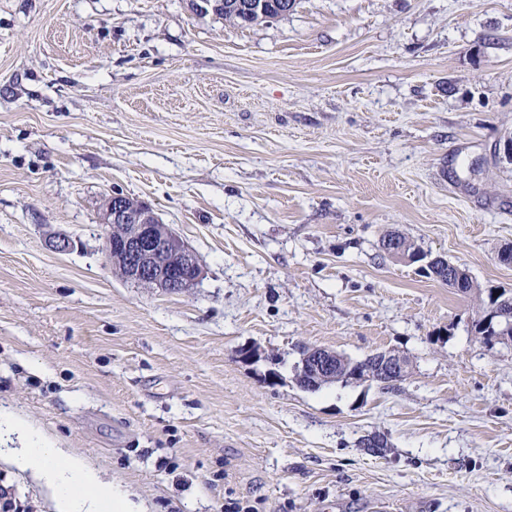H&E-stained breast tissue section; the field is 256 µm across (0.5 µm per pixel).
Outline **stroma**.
Listing matches in <instances>:
<instances>
[{
    "label": "stroma",
    "mask_w": 512,
    "mask_h": 512,
    "mask_svg": "<svg viewBox=\"0 0 512 512\" xmlns=\"http://www.w3.org/2000/svg\"><path fill=\"white\" fill-rule=\"evenodd\" d=\"M510 139L512 0H297L246 27L0 0V414L140 512H512V343L379 248L396 231L512 289ZM116 192L195 252L193 288L109 266ZM304 346L411 366L308 391ZM2 486L55 512L4 459ZM376 362V367L383 379L393 382L400 380L408 372V362L400 354L393 352H380L370 356Z\"/></svg>",
    "instance_id": "obj_1"
}]
</instances>
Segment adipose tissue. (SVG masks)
<instances>
[{
    "mask_svg": "<svg viewBox=\"0 0 512 512\" xmlns=\"http://www.w3.org/2000/svg\"><path fill=\"white\" fill-rule=\"evenodd\" d=\"M4 424L26 441L25 447L8 449L9 461L20 470L32 471L52 489L57 512H133L126 493L102 482L81 457L52 447L23 421L8 417Z\"/></svg>",
    "mask_w": 512,
    "mask_h": 512,
    "instance_id": "obj_1",
    "label": "adipose tissue"
}]
</instances>
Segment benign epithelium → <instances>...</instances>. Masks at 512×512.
<instances>
[{"label":"benign epithelium","mask_w":512,"mask_h":512,"mask_svg":"<svg viewBox=\"0 0 512 512\" xmlns=\"http://www.w3.org/2000/svg\"><path fill=\"white\" fill-rule=\"evenodd\" d=\"M101 224L107 258L124 279L145 288L174 292L193 287L203 276L196 254L148 204L114 193L103 202ZM383 250L409 263L421 258L407 253L395 238L385 239ZM307 356L312 362L311 372L303 376L307 388L334 379L336 351L312 347ZM370 359L376 362L381 377L391 382L408 372L407 360L395 352L376 353Z\"/></svg>","instance_id":"7a95c632"}]
</instances>
